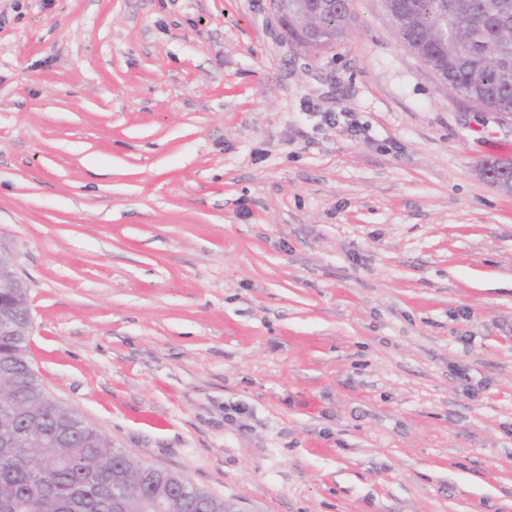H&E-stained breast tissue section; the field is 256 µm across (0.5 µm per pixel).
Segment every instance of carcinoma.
Masks as SVG:
<instances>
[{
	"label": "carcinoma",
	"mask_w": 512,
	"mask_h": 512,
	"mask_svg": "<svg viewBox=\"0 0 512 512\" xmlns=\"http://www.w3.org/2000/svg\"><path fill=\"white\" fill-rule=\"evenodd\" d=\"M353 0L304 22H288L298 42L310 24L341 36ZM402 38L419 45L444 85L481 108L512 114V0H392ZM30 322L28 295L8 299ZM0 512H143L151 498L170 512H225L232 505L181 477L172 483L132 460L79 414L44 390L29 337L0 336Z\"/></svg>",
	"instance_id": "cac0c4a2"
}]
</instances>
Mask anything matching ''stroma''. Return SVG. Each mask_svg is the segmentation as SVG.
Listing matches in <instances>:
<instances>
[{
  "mask_svg": "<svg viewBox=\"0 0 512 512\" xmlns=\"http://www.w3.org/2000/svg\"><path fill=\"white\" fill-rule=\"evenodd\" d=\"M512 120L384 0H0V244L48 393L238 512H512ZM289 1L290 0H272L279 17L282 21L287 23V25L284 26V29L285 31L288 30V38L296 45L303 37L304 30L310 24L316 25L317 28H323L330 31L336 29V41H338V38L343 34L346 17L348 13L351 12L353 5V0H337L336 12L320 13L309 21L305 20L303 23L297 21L295 23L293 21L288 22ZM316 30L317 29L313 28H308L306 30L303 42L299 45L302 49L308 52H316L317 49L324 47L319 44ZM480 176L498 191L512 195V178L503 181L495 177L494 170L501 173H509L512 176V160H497L493 163H483L479 167Z\"/></svg>",
  "mask_w": 512,
  "mask_h": 512,
  "instance_id": "35a3bbf8",
  "label": "stroma"
}]
</instances>
